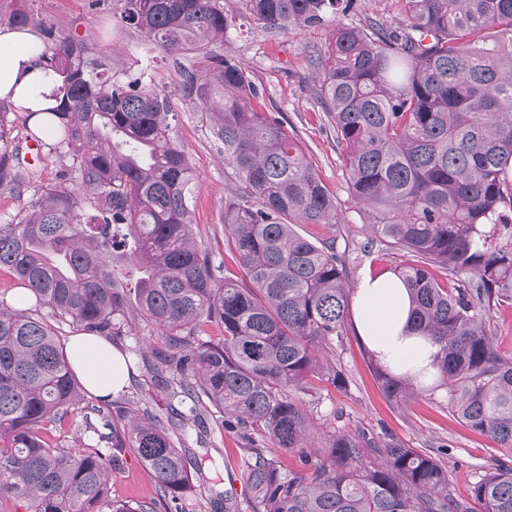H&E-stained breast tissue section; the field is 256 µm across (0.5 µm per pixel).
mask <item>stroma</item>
<instances>
[{
    "label": "stroma",
    "instance_id": "obj_1",
    "mask_svg": "<svg viewBox=\"0 0 512 512\" xmlns=\"http://www.w3.org/2000/svg\"><path fill=\"white\" fill-rule=\"evenodd\" d=\"M125 0H109L105 10H89L87 0H27V7L53 22L61 37L92 42L109 57L114 69L134 65L146 72L147 82L157 91L176 94L181 69L172 57L150 47L145 35L125 27L120 14ZM405 16V0H353L345 15H327L315 27H293L280 32L267 30L253 21H242L224 43L245 68L252 71L260 90L257 108L274 113L309 154L313 166L336 200L338 221L334 224H302L298 230L312 239L335 238L346 257V278L357 285L360 278L399 263V256L381 246H369L364 225L366 216L349 193L343 155L336 146L333 130L317 99V69L314 58L328 46L336 23L365 27L378 20L399 26ZM175 137L185 147L198 180L191 214L195 241L213 253L225 277H242L232 241L219 215L226 199L236 189L230 168L216 149L199 113L178 105ZM345 388L320 383L314 400L317 418L333 419L342 413V425L361 427L374 435L391 434L407 446L439 459L448 469V488L461 499L497 462L512 465V451L498 447L491 439L465 426L448 406L445 390L434 394L416 393L403 405L392 404L377 381L371 353L355 331H348L344 347L336 352ZM150 413L168 428L173 437H184L188 448L208 455L209 470L221 474L212 481L208 474L195 476V490L183 499L181 509L159 500L151 470L134 449H126L124 465L112 474V497L116 500L146 501L154 512H247L241 478L243 456L233 434L221 428L222 415L209 410L198 419L181 420V406L171 400L163 385L139 376L128 387Z\"/></svg>",
    "mask_w": 512,
    "mask_h": 512
}]
</instances>
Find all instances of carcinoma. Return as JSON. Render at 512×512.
Instances as JSON below:
<instances>
[{
	"instance_id": "cac0c4a2",
	"label": "carcinoma",
	"mask_w": 512,
	"mask_h": 512,
	"mask_svg": "<svg viewBox=\"0 0 512 512\" xmlns=\"http://www.w3.org/2000/svg\"><path fill=\"white\" fill-rule=\"evenodd\" d=\"M239 3L263 28L286 31L344 14L352 0ZM120 20L172 57L200 55L201 74L181 71L179 97L209 116L239 183L220 220L245 277L219 281L193 240L196 174L173 135L171 97L144 72L115 70L87 42L59 37L25 0H0V22L37 29L42 62L61 78L58 106L28 138L62 172L43 185L22 168L0 107V188L23 200L0 221V269L59 322L107 338L141 322L164 336L156 361L133 349L126 369L161 379L193 417L225 415L245 452L249 512H471L441 464L393 436L334 426L317 436L305 397L315 379L346 383L323 350L346 336L349 288L336 238L313 241L292 225L336 223V201L283 122L253 106L255 80L224 52L236 15L224 0H125ZM317 81L367 231L409 255L393 272L409 289L413 329L440 347L439 386L462 422L511 451L512 357L497 350L489 311L491 299L512 298V0H406L400 31L339 23ZM202 322L224 337L199 339ZM376 374L396 403L414 391ZM77 408L66 444L59 434ZM255 433L299 466L283 469ZM126 448L164 500H182L205 465L139 400L112 414L111 399L76 378L54 327L0 296V501L25 512H153L112 499ZM471 496L482 512H512V466L497 464Z\"/></svg>"
}]
</instances>
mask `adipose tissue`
<instances>
[{
	"instance_id": "adipose-tissue-1",
	"label": "adipose tissue",
	"mask_w": 512,
	"mask_h": 512,
	"mask_svg": "<svg viewBox=\"0 0 512 512\" xmlns=\"http://www.w3.org/2000/svg\"><path fill=\"white\" fill-rule=\"evenodd\" d=\"M40 41L30 29L0 28V101L34 111L55 106L54 83L39 63ZM411 297L402 281L386 272L364 276L352 296L360 340L393 374L422 386L432 380L439 348L412 327ZM84 386L97 395L116 393L128 372L121 351L101 337L79 333L65 347Z\"/></svg>"
}]
</instances>
